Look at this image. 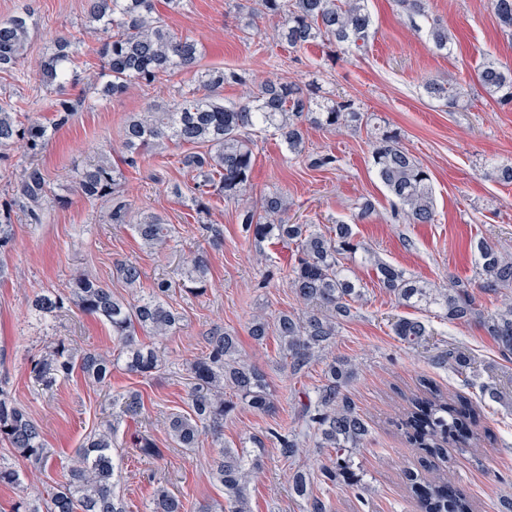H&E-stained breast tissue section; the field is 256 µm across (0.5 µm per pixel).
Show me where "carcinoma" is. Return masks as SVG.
<instances>
[{
  "label": "carcinoma",
  "instance_id": "carcinoma-1",
  "mask_svg": "<svg viewBox=\"0 0 512 512\" xmlns=\"http://www.w3.org/2000/svg\"><path fill=\"white\" fill-rule=\"evenodd\" d=\"M260 9L245 18L252 28L256 18L278 19L274 37L290 49L301 50L322 45L330 50L329 60L340 59L338 51L365 50L373 24L368 0H259ZM411 23L421 19L429 39L439 51H450L452 38L448 28L438 23L426 9V0H395ZM157 0H85L88 25L102 34L98 54L102 61L104 97H118L133 84L150 86L161 76L190 72L202 54L194 39L174 32L156 8ZM489 7L501 30L512 36V0H489ZM31 32L30 12L25 10L0 20V71L15 68L23 59ZM80 42L59 38L53 52L36 67V77L46 86H60L66 79L78 80L73 69ZM247 82L246 72L212 69L197 76V84L186 96L165 112L152 108L138 112L123 128L124 163L134 168L139 159L167 140L188 145L193 151L179 158L193 174L191 201L196 213L209 212L211 199L222 197L238 203V223L256 241L278 238L293 242L299 253L288 277L296 296L306 305L302 313L281 312L270 320L262 311L253 317L250 335L256 341L268 334L278 337L284 358L293 372L301 371L315 352L336 336L338 319L351 312V301L359 297L357 284L345 273L342 260L361 249L351 225L338 222L326 229L314 224H286L282 220L287 206L278 193L263 195L257 203L249 201L251 174L255 162L254 133L273 130L287 148L299 158L305 153L304 127L325 130L356 131L368 124L369 117L350 97L327 98L320 95L313 81L269 79L241 101L224 103L220 90L224 85ZM483 94L500 109L512 110V67L495 60L483 63L476 73ZM426 95L436 101L458 104L467 91L451 81L427 79ZM55 126L63 127L76 112L75 104L59 92L55 99ZM47 128L36 120L20 119L17 111L0 102V149L19 145L34 153L45 144ZM372 160L377 176L393 198L392 217L408 224L436 222L435 200L428 170L400 145V135L389 129L375 134ZM491 180L512 183V161L493 163L485 172ZM123 172L107 155L77 172L79 194L89 200L112 201L111 220L126 224L129 208L120 199ZM17 198L26 202L30 220L39 223L48 199L45 175L37 167L26 169ZM132 229L142 248L160 250L169 245L174 229L156 213L142 212ZM13 224L10 210L0 212V275L7 267L13 247ZM478 275L482 288L496 291L512 288V258L501 254L485 241H478ZM380 287L400 303L416 305L422 301L440 305L450 322L480 319V325L497 343L500 352L512 355V303L494 315L483 316L471 285L448 281V287L433 289L394 265L375 263ZM125 285L140 287L141 270L133 261L118 264ZM210 280L207 256L191 258L173 284L162 281L147 295L135 293L119 298L96 277L83 270L72 274L66 289L44 290L33 300L41 317L75 308L92 315L112 329L119 344L118 354L95 350L78 351L59 340L33 360L31 376L38 385L50 388L74 372L85 381L101 387L111 383L112 369L122 366L129 373L149 376L163 366L159 352L138 339L145 334L163 339L174 334L180 321L166 297L177 286L202 295ZM395 335L409 344H417L427 335L423 322L400 318L393 325ZM238 339L214 328L208 333L206 351L186 363L193 387L188 395V409L170 415L167 435L179 448L196 447L207 431L222 436L224 417L243 403L260 413L274 409L273 395L265 374L254 366L237 361ZM328 383L318 392L309 421L317 425L319 447L333 452L336 458L321 467L324 481L342 480L357 484L352 470L351 453L363 446L368 429L342 386L354 375L344 362L329 365ZM234 389L236 399L224 396V385ZM399 423L403 435L422 451L420 467L430 471L432 460L448 458V449H470L477 445L476 413L464 398L451 399L425 385L408 400ZM120 418L103 430L86 438L76 456L66 466L65 482L35 497L23 495L13 504L12 512H128L125 501L115 494L118 467L112 457V438ZM0 441L12 448L14 455L39 472L51 460L39 424L0 385ZM140 456L161 458L164 450L146 434L135 438ZM262 467L261 456L248 458L239 451L222 446L215 461L212 478L224 489L228 512H249L248 484ZM408 487L417 512H474L470 497L459 490L443 471L427 477L417 471H405ZM292 492L304 502V512H328L327 503L311 494L309 478L302 472L292 477ZM151 512H187L184 501L168 488L155 489Z\"/></svg>",
  "mask_w": 512,
  "mask_h": 512
}]
</instances>
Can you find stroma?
Here are the masks:
<instances>
[{
	"label": "stroma",
	"instance_id": "1",
	"mask_svg": "<svg viewBox=\"0 0 512 512\" xmlns=\"http://www.w3.org/2000/svg\"><path fill=\"white\" fill-rule=\"evenodd\" d=\"M433 18L455 37L451 53L438 51L425 33L413 30L394 0H369L373 35L365 51L329 64L322 47L288 49L272 37L273 23L243 29L240 18L256 7V0H183L180 9L160 6L166 23L178 34L202 43L205 54L199 70L242 69L250 85L280 77L317 80L323 91L356 99L370 116L368 126L342 134L309 129L310 154L330 153L334 167L314 169L308 160L290 158L279 137L256 139L251 176L253 197L279 191L288 197L287 220L297 224H351L362 244L350 267L362 297L349 317L339 319L332 342L316 352L299 373L284 365L275 336L255 341L249 322L257 311L267 316L296 312L300 303L286 274L295 263V244L255 241L243 230L234 203L214 200L205 220H198L188 198L175 197L169 188L187 184L190 174L179 164L182 147L166 143L125 168L121 197L131 216L149 210L177 230L164 250L141 249L129 227L112 223L111 202H90L76 190L78 169L96 161L101 150L122 155L121 135L126 121L151 105L180 101L189 74L177 73L152 85H134L127 94L102 98L97 34L88 32L84 0H0V19L22 9L32 12L33 30L24 62L0 71V100L37 118L48 128L44 148L36 154L13 149L0 154V205L11 204L13 248L8 269L0 276V381L13 399L27 408L55 452L52 464L23 487L0 484V512H11L20 493L37 495L63 479V469L85 438L110 420L119 397L140 395L137 416L124 417L115 436L113 457L119 465L115 491L129 512H149L152 494L163 485L184 496L188 512L220 502L223 488L211 476L217 447L203 435L198 447L173 448L163 427L165 418L187 408V360L202 355L205 336L213 328L236 332L240 361L261 367L274 393L276 408L264 414L239 406L224 419V444L260 455L264 467L249 486L251 512H303L302 501L291 492V477L303 471L310 491L324 499L330 512H415V501L403 472L417 462L412 448L393 424L408 406L420 380L436 384L444 393L467 397L480 415V449H449L445 464L457 486L472 499L476 512H507L512 503V357L502 356L493 339L477 323L451 322L436 306L399 305L380 288L367 254L406 273L443 288L449 278L477 282L479 240L512 256V184L485 177L491 159L512 158V111L501 110L471 88L475 73L488 59L512 65V37L505 35L488 0H428ZM80 38V80L67 93L80 103L72 120L54 127L55 88L43 85L33 64L50 54L60 37ZM452 78L471 93L460 106L430 99L423 90L429 78ZM397 130L401 144L428 168L435 197L436 221L404 224L392 220L388 194L376 177L372 162V130ZM44 173L53 199L40 223H31L21 205L12 201L26 168ZM375 214L357 221L364 200ZM224 232L221 246H212L202 223ZM206 253L212 282L196 296L172 289L169 303L183 316L177 331L157 341L165 366L149 376L114 369L110 388L86 383L81 374L52 388L35 386L31 362L56 340L73 347L112 353L115 341L101 320L72 309L45 319L31 309L34 294L62 289L76 269L91 271L118 295H128L116 265L136 262L141 289L178 280L186 262ZM423 322L429 335L415 348L395 336L400 318ZM464 352L471 360L458 369L435 363L443 352ZM345 360L355 375L344 394L365 420L368 435L351 460L357 485L324 483L320 476L327 450L301 405L315 397L326 382L329 363ZM297 436L301 449L284 457L276 433ZM151 435L164 450L162 459L138 456L134 434Z\"/></svg>",
	"mask_w": 512,
	"mask_h": 512
}]
</instances>
